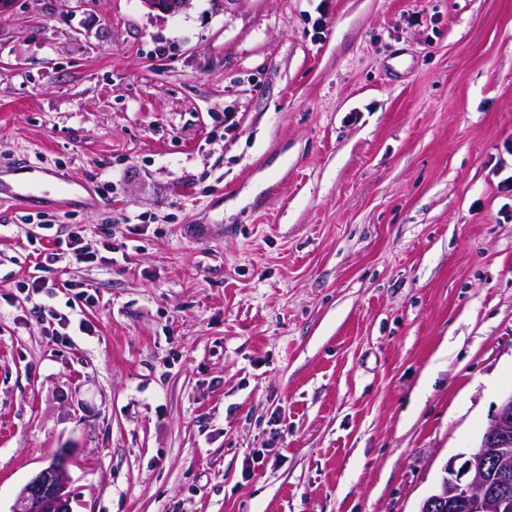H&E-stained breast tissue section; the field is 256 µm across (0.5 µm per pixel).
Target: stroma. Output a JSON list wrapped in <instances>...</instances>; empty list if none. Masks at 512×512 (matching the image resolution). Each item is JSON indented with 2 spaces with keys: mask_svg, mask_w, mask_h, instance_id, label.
<instances>
[{
  "mask_svg": "<svg viewBox=\"0 0 512 512\" xmlns=\"http://www.w3.org/2000/svg\"><path fill=\"white\" fill-rule=\"evenodd\" d=\"M511 145L512 0H14L0 166L109 194L0 205V512L63 448L72 512H419L512 394ZM81 231L70 232L67 235V239L58 240V248L65 243L66 250L71 254L74 259L79 263L93 264L97 262L98 255L94 251H88L86 246L83 244V239L78 233Z\"/></svg>",
  "mask_w": 512,
  "mask_h": 512,
  "instance_id": "obj_1",
  "label": "stroma"
}]
</instances>
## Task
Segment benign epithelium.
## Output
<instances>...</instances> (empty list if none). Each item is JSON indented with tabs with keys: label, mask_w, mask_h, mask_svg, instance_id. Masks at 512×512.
Masks as SVG:
<instances>
[{
	"label": "benign epithelium",
	"mask_w": 512,
	"mask_h": 512,
	"mask_svg": "<svg viewBox=\"0 0 512 512\" xmlns=\"http://www.w3.org/2000/svg\"><path fill=\"white\" fill-rule=\"evenodd\" d=\"M151 12L175 15L191 0H141ZM67 452L34 475L19 491L11 512H72ZM426 497L419 512H512V394L499 405L476 452Z\"/></svg>",
	"instance_id": "benign-epithelium-1"
}]
</instances>
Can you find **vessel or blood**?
I'll use <instances>...</instances> for the list:
<instances>
[{
    "label": "vessel or blood",
    "instance_id": "b4317fda",
    "mask_svg": "<svg viewBox=\"0 0 512 512\" xmlns=\"http://www.w3.org/2000/svg\"><path fill=\"white\" fill-rule=\"evenodd\" d=\"M83 189L76 181L54 180L51 169L31 165L24 158L17 165L0 168L1 202L13 200L33 209L52 199L58 206L70 208L82 204Z\"/></svg>",
    "mask_w": 512,
    "mask_h": 512
}]
</instances>
